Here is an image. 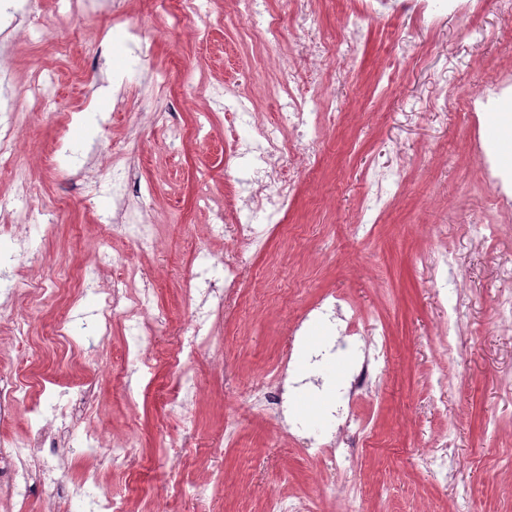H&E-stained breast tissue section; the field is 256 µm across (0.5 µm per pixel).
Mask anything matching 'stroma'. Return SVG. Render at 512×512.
<instances>
[{
	"label": "stroma",
	"instance_id": "stroma-1",
	"mask_svg": "<svg viewBox=\"0 0 512 512\" xmlns=\"http://www.w3.org/2000/svg\"><path fill=\"white\" fill-rule=\"evenodd\" d=\"M361 8L362 0H316V22L337 43L335 62L323 68L336 122L319 130L316 165L299 172L294 204L281 223L269 225L265 251L249 262L247 287L222 328L227 373H213L200 360V392L178 415L165 404L176 382L169 356L196 309L183 284L198 271L197 252L223 254L224 239L211 226L239 173L224 156V103L214 91L237 82L265 120L275 119L276 69L303 37L287 20L288 0H270L271 15L284 24L279 45L266 48L255 37L268 17L237 15L228 0H194L180 10L159 0H92L79 19L57 0H25L21 10L0 17V55L11 74L40 69L59 102L56 114L27 115L14 167L0 174V196H10L14 178L29 176L36 199L16 213L26 226L24 269L36 291L1 306L0 317L23 311L32 335L42 337L30 361L50 381L36 399L70 406L69 438L80 441L92 423L108 439L135 435L143 455L133 477L70 456L64 483L96 468L104 487L126 496L130 512H192L189 497H165L177 476L188 484L212 482L213 512H263L271 497L313 500L315 512H512V330L500 326L496 308L501 270L512 263V206L493 204L472 153L485 117L465 103L512 65V10L502 0H482L477 15L432 29L416 28L407 14L385 15L366 21L345 48L343 19ZM29 16L42 37L3 38ZM132 27L154 41L165 90L138 69ZM115 73L124 90L119 103L99 93ZM447 92L455 104L443 112L435 103ZM151 111L169 114L182 140L170 144L166 126L149 121ZM201 112L209 120L200 130ZM116 167L131 173L122 221L135 223L149 208L159 226L157 252H140L132 237L106 226L115 215ZM376 167L391 171L401 191L367 234L356 220ZM90 179L98 186L91 199ZM46 208L59 214L50 230ZM478 218L496 225L494 237L473 234ZM443 244L465 282L457 309L463 332L450 338L440 334L445 279L423 263ZM84 264L94 289L76 298L66 276ZM126 265L138 283L154 288L167 321L145 351L150 369L125 380L87 356L85 327L104 305L102 289ZM330 292L361 310L367 324L383 322L387 333L386 353L356 400L357 412L372 422L353 440L345 468L295 449L288 433L248 402L250 382L289 352L290 374L302 383L288 398L290 414L304 429L327 427L325 402L350 385L357 364L347 355L330 358L317 373L321 387L309 385L307 350L326 331L315 326L299 338L294 328ZM67 310L75 330L64 342L45 343ZM440 373L448 384L437 398L433 379ZM78 381L94 388L84 415L72 388ZM229 420L237 436L216 447ZM186 434L192 457L177 473L166 449Z\"/></svg>",
	"mask_w": 512,
	"mask_h": 512
}]
</instances>
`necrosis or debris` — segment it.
<instances>
[{"label": "necrosis or debris", "mask_w": 512, "mask_h": 512, "mask_svg": "<svg viewBox=\"0 0 512 512\" xmlns=\"http://www.w3.org/2000/svg\"><path fill=\"white\" fill-rule=\"evenodd\" d=\"M313 0H289V15L295 26L307 33V40L292 56L282 71L280 86L283 95L279 101L280 121L272 125L261 120L256 111L244 104L235 83L224 85V105L234 108L235 120L246 124L251 130L250 139L240 138L234 133L224 136L226 155L245 160L243 177L237 178L236 204L233 211L225 213L224 238L229 247L220 261V278L206 281L204 286L188 284L187 296H201L202 307L196 314L190 339L180 342L173 357L178 371V381L169 391L166 404L170 411L185 410L194 396L195 371L200 356H208L213 365L223 363L224 344L213 332L223 323L230 307L237 304L240 291L246 284V257L260 252L266 239L252 218L264 214L266 221H274L287 213L297 191V172L300 168L317 162L315 131L331 113L325 112L326 86L318 73L326 62L334 60L335 47L330 38L314 25ZM365 14L376 17L382 14L408 13L419 24L431 26L448 15H473L479 9V0H364ZM472 111L481 112L491 118H499L512 112V71L502 74L500 79L484 86L468 100ZM39 76H32L22 87L17 88L13 99L0 106V173L12 167L18 144V136L24 128V113L42 112L48 109ZM474 153L484 179L493 193L500 199L512 198V166H503L498 158L496 137L478 136ZM368 191L363 198L360 227H373L379 214L392 202L398 186L391 174L383 169L372 170L368 180ZM26 248L25 236H17L15 250L0 249V299L11 301L28 293L30 285L20 273L16 263L18 252ZM136 295L142 319L134 321L141 340L150 341L160 319L152 315L153 289L135 288L134 280L123 277L114 280L112 292L94 325L98 340H106L114 321L126 317V301ZM362 317L358 310H351L345 317L344 335H359L363 338V360L349 389L358 394L366 389L371 370L386 350L384 331L362 335ZM288 376L287 360H280L254 385L249 394L253 407L265 412L271 420L283 419L282 392ZM46 377L40 373L25 374L13 359L0 351V421L23 415L27 418L28 434L17 439L0 434V468L5 469L7 491L17 501H27L30 492L32 462H39L42 483L47 496H55L60 488L58 471L64 456L73 453L71 445L61 443L69 414L65 407L53 404L47 407L36 403L33 395L45 387ZM334 415L338 426L327 437L297 436L302 448H318L329 459L349 461V446L352 439L365 433V422L353 408L336 407ZM85 446L95 448L97 462L111 461L113 466L132 472L140 463V444L124 436L104 443L96 429L85 432ZM51 447L50 457L39 458L41 448Z\"/></svg>", "instance_id": "1"}]
</instances>
